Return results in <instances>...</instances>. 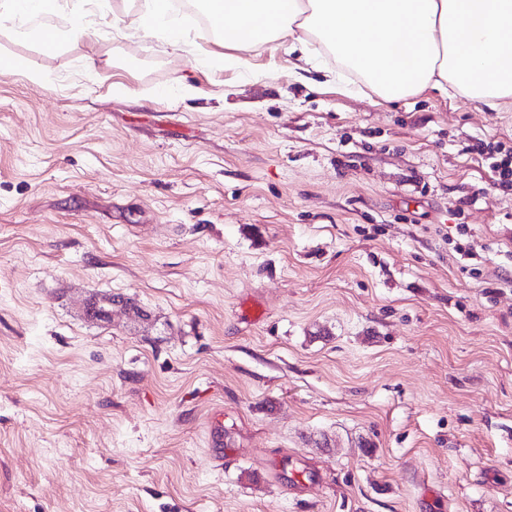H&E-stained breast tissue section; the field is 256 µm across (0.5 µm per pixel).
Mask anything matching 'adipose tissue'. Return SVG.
Returning <instances> with one entry per match:
<instances>
[{
  "label": "adipose tissue",
  "mask_w": 512,
  "mask_h": 512,
  "mask_svg": "<svg viewBox=\"0 0 512 512\" xmlns=\"http://www.w3.org/2000/svg\"><path fill=\"white\" fill-rule=\"evenodd\" d=\"M225 46L282 42L307 60L330 46L380 98L397 101L452 88L497 109L512 99V0H209ZM64 0H0V27L53 53L64 34L48 23ZM131 28L184 44L171 0H149Z\"/></svg>",
  "instance_id": "obj_1"
}]
</instances>
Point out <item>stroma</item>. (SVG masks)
I'll return each mask as SVG.
<instances>
[{"mask_svg": "<svg viewBox=\"0 0 512 512\" xmlns=\"http://www.w3.org/2000/svg\"><path fill=\"white\" fill-rule=\"evenodd\" d=\"M141 5L0 28L51 79L0 75V512H512V103L203 67ZM479 153H496L500 155V159L493 166L494 172L497 174V181L501 182L504 187H512V148H506L502 144L494 146L493 144H486L479 142L475 148Z\"/></svg>", "mask_w": 512, "mask_h": 512, "instance_id": "35a3bbf8", "label": "stroma"}]
</instances>
